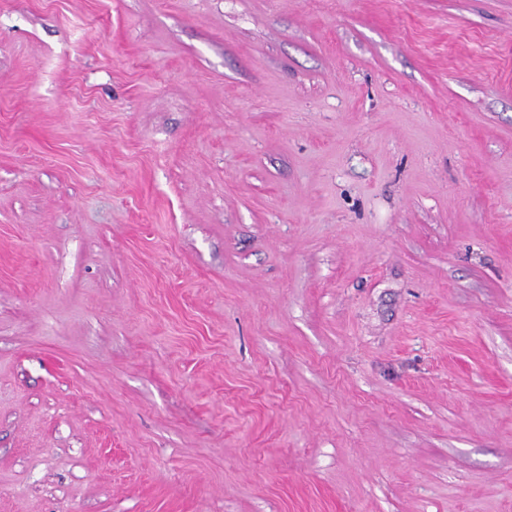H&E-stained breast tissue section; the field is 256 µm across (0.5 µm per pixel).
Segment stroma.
I'll return each instance as SVG.
<instances>
[{
    "instance_id": "obj_1",
    "label": "stroma",
    "mask_w": 512,
    "mask_h": 512,
    "mask_svg": "<svg viewBox=\"0 0 512 512\" xmlns=\"http://www.w3.org/2000/svg\"><path fill=\"white\" fill-rule=\"evenodd\" d=\"M0 512H512V0H0Z\"/></svg>"
}]
</instances>
